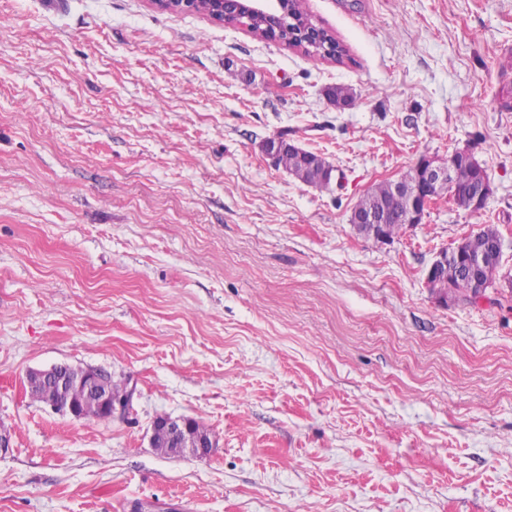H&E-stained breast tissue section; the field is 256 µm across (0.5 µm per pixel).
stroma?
<instances>
[{
	"label": "stroma",
	"mask_w": 512,
	"mask_h": 512,
	"mask_svg": "<svg viewBox=\"0 0 512 512\" xmlns=\"http://www.w3.org/2000/svg\"><path fill=\"white\" fill-rule=\"evenodd\" d=\"M304 6L341 61L151 0H0V512H512V288L425 284L487 224L512 270V0ZM282 133L329 188L265 157ZM461 149L481 213L355 234L371 186ZM60 363L127 380L130 412L30 399ZM161 415L217 448L157 454Z\"/></svg>",
	"instance_id": "obj_1"
}]
</instances>
